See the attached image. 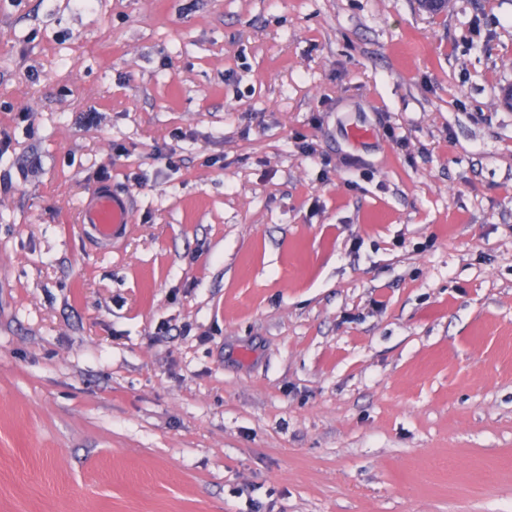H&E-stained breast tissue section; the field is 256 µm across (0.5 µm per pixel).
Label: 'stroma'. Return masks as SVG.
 <instances>
[{
  "instance_id": "1",
  "label": "stroma",
  "mask_w": 512,
  "mask_h": 512,
  "mask_svg": "<svg viewBox=\"0 0 512 512\" xmlns=\"http://www.w3.org/2000/svg\"><path fill=\"white\" fill-rule=\"evenodd\" d=\"M510 86L512 0H0V512H512ZM129 219L128 201L111 188L94 192L80 212V224L90 230L95 247L111 245L117 230L129 224Z\"/></svg>"
}]
</instances>
